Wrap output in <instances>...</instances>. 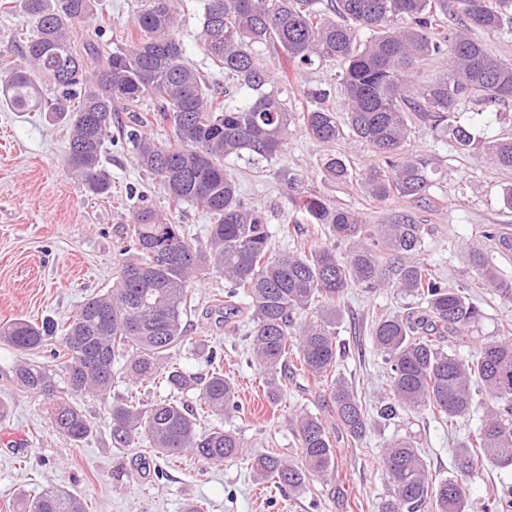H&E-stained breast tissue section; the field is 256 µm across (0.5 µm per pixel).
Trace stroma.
I'll return each mask as SVG.
<instances>
[{
  "instance_id": "obj_1",
  "label": "stroma",
  "mask_w": 512,
  "mask_h": 512,
  "mask_svg": "<svg viewBox=\"0 0 512 512\" xmlns=\"http://www.w3.org/2000/svg\"><path fill=\"white\" fill-rule=\"evenodd\" d=\"M106 32L101 50L111 51L133 27L136 0H107ZM178 31L187 62L208 69L210 62L197 40L201 24L200 0H174ZM330 60H318L297 75L295 87L284 88L289 107L301 110L304 89L324 92L335 111L343 109V94ZM460 121L475 123L480 144L465 153L452 146L445 129L416 122L408 152L425 165L432 184L424 201L394 197L378 201L362 188L360 178L377 155L363 142L343 140L323 144L302 128L293 127L281 155L255 163L247 156L225 159L224 167L237 179L243 199L261 208L273 235L276 252L292 249L296 233H283L295 214L289 201L293 189H316L337 206L359 213L367 222L381 224L399 211L410 212L417 223L429 225L424 256L450 287L468 289L484 316L471 332L473 346L512 336V301L499 299L472 271L468 253L487 252L489 260L512 276V254L490 251L483 233L487 226L512 231V208L501 196L512 187V170L495 165L490 144L512 134V101L473 114L463 107ZM69 131L41 112L15 111L0 96V322L25 319L39 324L50 319L64 324L88 298L111 286L115 258L132 224L128 191L146 194L154 207L166 208L162 189L141 172L122 147L108 146L105 165L112 176L111 197L89 193L63 168ZM330 154L343 157L351 176L344 182L330 178L321 161ZM224 294V280L207 275L194 288L196 312L188 326L187 341L171 364L199 376L212 372L202 352H221L220 368L232 379L240 405L238 413L202 417L204 427L237 431L249 455L275 454L295 460L300 448L291 420L302 409L324 410L322 394L308 386L295 361H288L279 381L277 402L267 397L266 377L250 356L249 316L241 314L235 329L210 314L214 299ZM406 304L392 290L350 288L341 301L338 339L349 353L338 374L351 382L366 404L386 392L388 378L370 338L372 321L394 314ZM18 350L0 343V512H18L24 499L37 497L55 486L70 490L85 501L87 512H184L186 504L202 512H378L388 491L380 463V445L395 435H412L421 448L430 473L437 478L452 473L453 450L468 435L470 423L448 430L429 412L395 424L372 427L363 441L342 446L335 471L311 481L302 494L281 491L258 482L244 460L210 463L185 453L161 457L147 446L113 447L107 402L92 395L77 399L95 432L73 445L55 432L40 398L20 391L13 382ZM469 512L480 507L502 486L512 485V469L486 467L465 479Z\"/></svg>"
}]
</instances>
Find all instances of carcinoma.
<instances>
[{
	"instance_id": "carcinoma-1",
	"label": "carcinoma",
	"mask_w": 512,
	"mask_h": 512,
	"mask_svg": "<svg viewBox=\"0 0 512 512\" xmlns=\"http://www.w3.org/2000/svg\"><path fill=\"white\" fill-rule=\"evenodd\" d=\"M173 0H137L126 41L102 54L98 42L74 40L73 30L99 0H13L29 20L22 62L0 54V94L18 112H45L69 129L64 167L97 196L112 192L103 164L117 115L127 113L120 137L135 165L156 179L169 205H190L209 215L207 241L186 233L166 212L141 203L133 210L128 244L121 247L112 285L87 299L55 335L47 321L15 319L0 325V341L23 353L54 340L63 362L56 371L21 360L13 381L19 390L45 400L47 419L73 445L94 426L73 397L92 393L108 399L116 365L135 385L163 379L179 393L195 391L197 407L166 398L144 404L132 396L108 405L115 448L146 443L163 457L189 451L213 463L244 459L253 477L277 488L302 492L338 465L336 441L321 414L302 411L293 425L301 458L291 463L272 454L250 457L241 437L220 427L199 428V412L239 411L234 384L221 371L205 380L168 367L172 352L187 339L191 289L204 274L224 277V306L217 313L229 325L246 311L256 363L267 376L271 396L276 376L292 356L315 387L328 395L330 418L351 443L361 442L380 420L430 410L450 427L470 416L474 394L484 396L479 425L454 452L463 475L485 464L512 467V338L490 341L467 355L468 332L483 310L468 294L450 288L424 257L428 234L407 212L387 224H367L356 213L300 190L294 212L314 232L294 248L274 254L265 215L245 204L224 159L248 154L265 160L284 148L290 127L334 143L354 137L372 146L381 163L364 173V189L376 200L393 195L423 199L430 177L405 156L412 122L436 127L466 104L483 109L512 98V63L492 58L469 27L498 32L512 27V0H462L469 25L447 23L448 0H202L198 39L213 65L249 91L240 104L226 106L210 73L185 63ZM282 50L295 71L330 58L338 75L347 122L321 103L323 93L307 90L301 112L288 108L281 77L264 69L260 47ZM448 56V75L427 85L414 83L427 60ZM52 82L56 96L41 90ZM151 103L152 109L142 105ZM169 127L157 139L150 130ZM452 145L466 151L480 143L474 125H447ZM495 164L512 168V135L489 146ZM337 181L349 179L346 162L325 158ZM484 237L498 252L512 253V233L488 229ZM350 243L336 251V243ZM475 274L504 300L512 301V277L503 276L480 250L470 251ZM352 286L392 288L413 299L403 311L375 321L371 339L389 377V393L376 418L348 382L336 375L347 354L337 341L341 298ZM306 312L307 320L296 321ZM382 467L389 484L378 512H468L464 485L456 477L434 479L420 450L407 437L386 442ZM23 512H86L82 499L59 488L24 503ZM483 512H512V487L483 505Z\"/></svg>"
}]
</instances>
